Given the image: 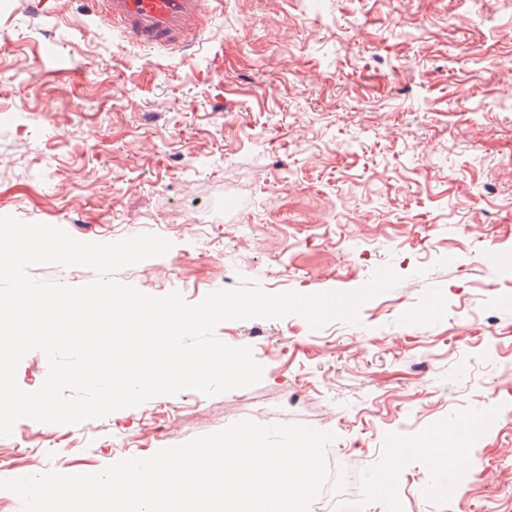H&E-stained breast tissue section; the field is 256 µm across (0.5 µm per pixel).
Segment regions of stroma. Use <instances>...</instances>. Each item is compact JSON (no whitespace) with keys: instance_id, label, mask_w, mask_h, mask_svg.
<instances>
[{"instance_id":"1","label":"stroma","mask_w":512,"mask_h":512,"mask_svg":"<svg viewBox=\"0 0 512 512\" xmlns=\"http://www.w3.org/2000/svg\"><path fill=\"white\" fill-rule=\"evenodd\" d=\"M181 50L127 42L86 0L0 9V216L167 254L117 272L195 304L351 292L359 320L221 323L256 384L158 396L82 424L19 419L0 480L96 473L237 421L333 433L314 512H512V0H206ZM498 266L485 267L486 250ZM478 421L483 474L433 467ZM413 443L392 497L373 474ZM453 481L456 498L426 495Z\"/></svg>"}]
</instances>
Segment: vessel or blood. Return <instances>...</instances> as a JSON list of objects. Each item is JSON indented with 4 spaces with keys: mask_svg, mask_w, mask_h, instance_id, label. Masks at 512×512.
Here are the masks:
<instances>
[{
    "mask_svg": "<svg viewBox=\"0 0 512 512\" xmlns=\"http://www.w3.org/2000/svg\"><path fill=\"white\" fill-rule=\"evenodd\" d=\"M93 16L107 20L128 41L175 49L199 32L204 0H90Z\"/></svg>",
    "mask_w": 512,
    "mask_h": 512,
    "instance_id": "b4317fda",
    "label": "vessel or blood"
}]
</instances>
